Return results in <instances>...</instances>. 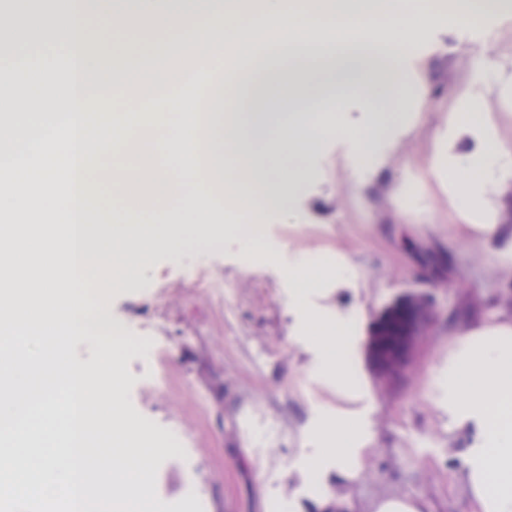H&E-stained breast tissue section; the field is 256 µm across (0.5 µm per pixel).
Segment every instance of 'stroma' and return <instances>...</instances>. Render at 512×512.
Returning <instances> with one entry per match:
<instances>
[{"mask_svg":"<svg viewBox=\"0 0 512 512\" xmlns=\"http://www.w3.org/2000/svg\"><path fill=\"white\" fill-rule=\"evenodd\" d=\"M132 0H113L112 25L101 47L112 57L128 45L150 54L177 36L146 22L127 29ZM490 39L446 17L419 38L413 61L429 92L405 119L394 148L368 186L353 191L354 171L344 142H327L315 173L294 202L296 217L263 220V253L234 242L190 246L181 255L153 249L139 273L110 291L112 318L128 334L116 358L122 374V421L139 420L151 432L177 437L179 456L154 465L152 494L171 500L197 486L207 512H325L300 471L289 463L311 447L320 414L368 422L362 466L354 479L328 475L336 512H377L389 499L431 502L435 512H472L468 493L452 481L448 464L465 445L448 432V413L432 382L447 365L453 339L512 317V180L491 190L495 222L484 231L465 223L429 172L437 137L454 115L480 56L512 63V11L489 16ZM194 80L173 87L181 115L210 123L211 86L224 69L201 63ZM13 122H41L39 141L49 155L64 137L62 115L28 109L17 115L12 98L0 113ZM129 155L107 157L91 171L101 204L126 201ZM417 183L414 215L403 211L400 184ZM309 256L349 258L354 279L312 289L322 314L350 318L348 368L358 379L344 389L311 376L315 342L288 305L289 263ZM443 262L442 275L419 278L426 260ZM224 283V295L209 290ZM359 319H351L354 309ZM397 341H390L393 324Z\"/></svg>","mask_w":512,"mask_h":512,"instance_id":"obj_1","label":"stroma"}]
</instances>
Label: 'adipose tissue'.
I'll return each mask as SVG.
<instances>
[{
    "label": "adipose tissue",
    "instance_id": "adipose-tissue-1",
    "mask_svg": "<svg viewBox=\"0 0 512 512\" xmlns=\"http://www.w3.org/2000/svg\"><path fill=\"white\" fill-rule=\"evenodd\" d=\"M172 2L137 0L124 23L130 29L148 19L177 26L180 34L173 45L160 54H145L131 45L117 62L105 60L97 38L72 40V30L91 9V0H57V17L50 23L32 14L19 22L12 11L0 10V76L34 70L54 73L52 58L17 55L23 45L50 36L68 51L70 66L64 81L72 109L64 121L71 125L73 138L60 151L69 156L75 173L74 206L59 211L57 223L42 225L40 233L30 235L19 234L16 225H0V237L15 241L13 251L0 255L1 268L28 264L36 252L44 257L24 289L0 290V298L12 307L8 317L0 318V343L8 344L21 334L33 345L31 357L12 375V396L0 392V430L15 432L28 425L31 404L62 383L70 396L69 423L104 413L109 394L120 388V376L94 387L79 364H69L61 376L42 364L91 332L99 304L74 289V282L91 280L105 292L135 274L144 254L155 247L173 253L188 247L187 238L176 233L171 223L143 222L135 205L124 208L122 219L109 216L99 224L84 222L85 202L91 196L89 162L102 158L103 151L100 138L85 130L80 82L92 80L108 89L121 85L148 103L161 86L189 80L196 63L224 62L206 168L188 166L184 152L175 150L187 127L177 119L167 122L160 141L168 171L146 170L139 161L129 168L128 177L142 196L156 197L167 194L168 173L177 171L179 210L192 218L195 236L209 243L231 232L242 248L255 252L265 251L266 246L256 225L246 223V215L278 217L290 211L293 198L310 179L306 159L323 139L334 136L348 145L354 187L362 189L394 147L401 119L425 94L424 81L415 76L409 61L417 51L419 34L440 24L429 6L412 13L407 0H326L321 15L314 19L295 14L291 0H263L259 12L243 17L232 0H226L224 20L213 21L203 8L187 24L174 13ZM478 100L473 92L459 98L458 117L440 133L430 169L464 220L486 229L492 222L490 190L512 177V150L500 143L491 121L470 120ZM330 106L337 107L338 113L335 123L327 125L319 114ZM348 109L361 113L362 121L345 117ZM267 138L273 141L272 149L256 151V143ZM287 157L295 165L283 180L276 171ZM56 182L50 166L36 179L12 183L0 190V210L24 209L33 193L52 195ZM214 184L238 199L240 217L226 219L215 211L210 191ZM117 244L125 245L126 251L115 261L109 254ZM356 275V264L347 259L333 265L322 259H301L288 266L290 303L320 347L312 371L349 389L357 387L358 380L347 367V320L316 314L306 294L319 278L344 281ZM434 381L448 409L449 432L465 433L469 439L453 477L465 485L473 512H512V413L503 407L504 400L512 397V320L477 336L458 337L447 366L435 372ZM366 437L364 418L343 423L329 416L318 420L314 448L294 463L307 473L317 498L329 497L327 467H334L342 478L356 476ZM153 444L148 433L107 425L97 439L60 451L12 444L9 450H0V506L17 493L36 496L41 485L51 481L61 498L79 512H101L95 490L112 474L122 472L135 476L134 497H147Z\"/></svg>",
    "mask_w": 512,
    "mask_h": 512
}]
</instances>
